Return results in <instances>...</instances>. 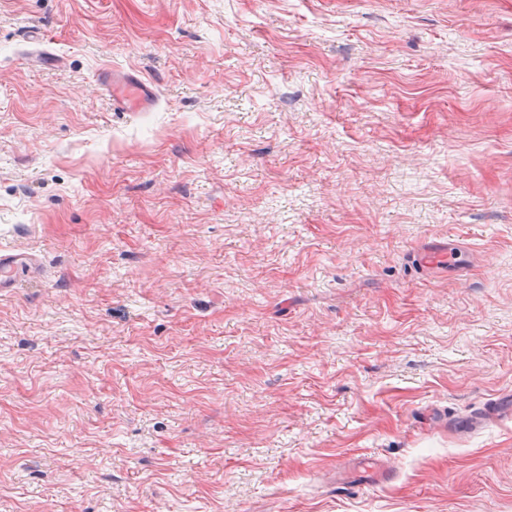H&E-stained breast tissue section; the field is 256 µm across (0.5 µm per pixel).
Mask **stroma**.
Segmentation results:
<instances>
[{
	"mask_svg": "<svg viewBox=\"0 0 512 512\" xmlns=\"http://www.w3.org/2000/svg\"><path fill=\"white\" fill-rule=\"evenodd\" d=\"M16 253L0 512H512V0H0ZM100 83L112 97V105L124 112H146L156 101L153 86L135 73L104 70Z\"/></svg>",
	"mask_w": 512,
	"mask_h": 512,
	"instance_id": "stroma-1",
	"label": "stroma"
}]
</instances>
